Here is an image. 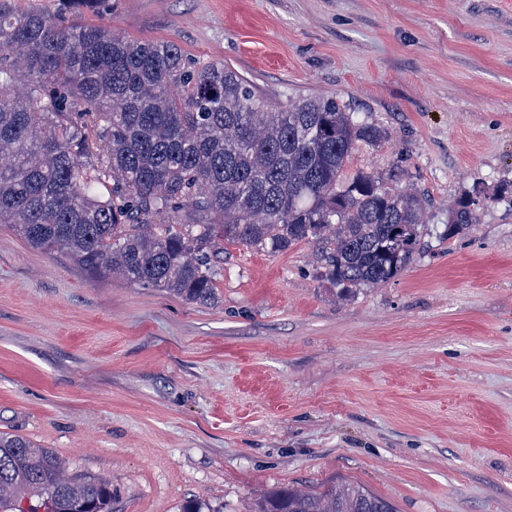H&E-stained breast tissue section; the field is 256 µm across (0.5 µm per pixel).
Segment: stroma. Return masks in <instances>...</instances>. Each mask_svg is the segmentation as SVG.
Segmentation results:
<instances>
[{
	"instance_id": "35a3bbf8",
	"label": "stroma",
	"mask_w": 512,
	"mask_h": 512,
	"mask_svg": "<svg viewBox=\"0 0 512 512\" xmlns=\"http://www.w3.org/2000/svg\"><path fill=\"white\" fill-rule=\"evenodd\" d=\"M221 61L277 107L336 97L387 139L346 171L431 202L407 269L340 297L310 245L226 247L200 306L0 224V432L112 512H251L359 484L396 512H512V0H17ZM485 197L444 237L448 207Z\"/></svg>"
}]
</instances>
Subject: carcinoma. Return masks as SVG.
Instances as JSON below:
<instances>
[{"label": "carcinoma", "mask_w": 512, "mask_h": 512, "mask_svg": "<svg viewBox=\"0 0 512 512\" xmlns=\"http://www.w3.org/2000/svg\"><path fill=\"white\" fill-rule=\"evenodd\" d=\"M386 139L334 98L274 108L222 62L190 67L170 41L131 39L0 0V223L33 248L212 305L224 245H313L343 294L411 263L429 202L395 174L347 175ZM479 200L448 208L445 235ZM112 512L108 483L76 481L49 448L0 433V512ZM253 512H395L360 486L268 491Z\"/></svg>", "instance_id": "cac0c4a2"}]
</instances>
